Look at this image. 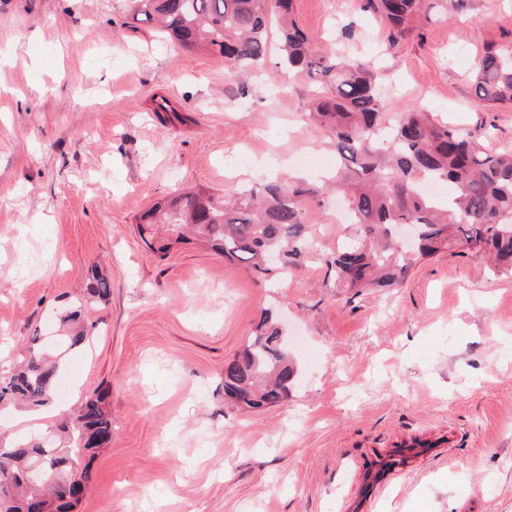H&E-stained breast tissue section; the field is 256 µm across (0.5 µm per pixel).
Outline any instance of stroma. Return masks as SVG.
<instances>
[{
  "label": "stroma",
  "instance_id": "stroma-1",
  "mask_svg": "<svg viewBox=\"0 0 512 512\" xmlns=\"http://www.w3.org/2000/svg\"><path fill=\"white\" fill-rule=\"evenodd\" d=\"M294 10L324 54L372 60L388 118L425 108L512 151V105L474 93L484 50L512 41V0H468L395 48L359 0ZM277 61L243 86L219 55L133 21L128 0H0V356L60 332L71 304L93 325L65 356L55 415L1 413L0 445L58 436L101 394L112 440L74 512H512V273L457 248L352 294L320 259L346 227L315 195L303 222L318 252L275 286L195 239L164 253L141 240L167 196L335 167L314 87ZM164 98L172 111H156ZM94 267L103 301L87 297ZM267 309L298 375L254 411L225 399L224 365Z\"/></svg>",
  "mask_w": 512,
  "mask_h": 512
}]
</instances>
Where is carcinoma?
Segmentation results:
<instances>
[{"mask_svg": "<svg viewBox=\"0 0 512 512\" xmlns=\"http://www.w3.org/2000/svg\"><path fill=\"white\" fill-rule=\"evenodd\" d=\"M132 20L159 28L162 37L187 53L215 52L232 69L258 68L278 36L281 68L304 73L310 84L330 91L313 99L309 116L329 138L338 165L327 181H271L244 187L231 199L182 193L157 203L140 218L142 240L153 238L157 217L175 231L192 226L231 263L279 277L310 252L313 241L302 221V197L343 196L352 216L350 242L323 256L342 288H394L413 266L443 249L465 245L488 252L512 271V154L486 151L473 137L440 123L433 113L407 109L390 122L371 62L325 56L293 15V0H129ZM467 0H361L360 9L379 15L397 45L422 26L464 8ZM475 94L489 106L512 104V43L480 59ZM425 182L454 187L445 200L421 189ZM110 293L107 277L94 274L89 294ZM70 326L60 337L59 357L89 340L82 311L60 316ZM297 370L288 357L276 314L264 313L243 349L224 364V396L261 409L288 398ZM58 364L32 354L0 369V410H35L55 398ZM60 430L69 446L52 437L0 446V512H68L81 500L88 452L112 438V417L102 398L89 399Z\"/></svg>", "mask_w": 512, "mask_h": 512, "instance_id": "obj_1", "label": "carcinoma"}]
</instances>
